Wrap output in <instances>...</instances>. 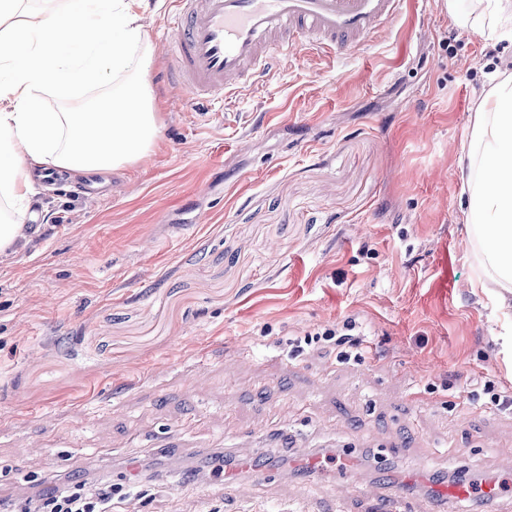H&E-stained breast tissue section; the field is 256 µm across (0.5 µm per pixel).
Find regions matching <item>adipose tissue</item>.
<instances>
[{
    "mask_svg": "<svg viewBox=\"0 0 512 512\" xmlns=\"http://www.w3.org/2000/svg\"><path fill=\"white\" fill-rule=\"evenodd\" d=\"M146 0H0V256L28 239L45 172L70 178L146 157L159 134L145 77ZM485 40L512 39V0H447ZM70 102L44 105V93ZM473 285L512 317V74H493L462 147Z\"/></svg>",
    "mask_w": 512,
    "mask_h": 512,
    "instance_id": "obj_1",
    "label": "adipose tissue"
}]
</instances>
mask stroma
I'll return each instance as SVG.
<instances>
[{"label": "stroma", "instance_id": "stroma-1", "mask_svg": "<svg viewBox=\"0 0 512 512\" xmlns=\"http://www.w3.org/2000/svg\"><path fill=\"white\" fill-rule=\"evenodd\" d=\"M149 0L145 160L39 186L24 249L0 258V498L99 467L114 512H368L336 484L403 491L413 512H512V322L472 282L461 145L512 44L406 0L347 55L282 58L225 102L170 79ZM349 321L370 354L308 338ZM201 350L209 365L182 376ZM273 468L243 497L186 463ZM161 456L155 483L126 467ZM503 497L448 499L447 472Z\"/></svg>", "mask_w": 512, "mask_h": 512}]
</instances>
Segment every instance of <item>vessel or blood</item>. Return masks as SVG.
<instances>
[{
	"mask_svg": "<svg viewBox=\"0 0 512 512\" xmlns=\"http://www.w3.org/2000/svg\"><path fill=\"white\" fill-rule=\"evenodd\" d=\"M403 0H174L167 54L176 83L215 101L305 45L348 52L390 28Z\"/></svg>",
	"mask_w": 512,
	"mask_h": 512,
	"instance_id": "obj_1",
	"label": "vessel or blood"
}]
</instances>
